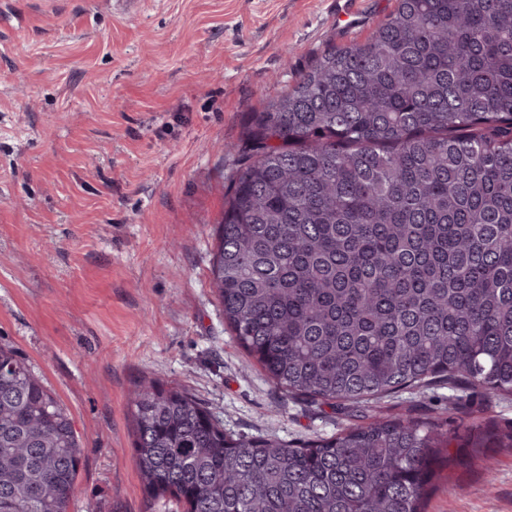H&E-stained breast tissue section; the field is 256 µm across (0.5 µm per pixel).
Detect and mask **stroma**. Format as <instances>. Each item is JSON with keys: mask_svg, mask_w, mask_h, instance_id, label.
Returning a JSON list of instances; mask_svg holds the SVG:
<instances>
[{"mask_svg": "<svg viewBox=\"0 0 512 512\" xmlns=\"http://www.w3.org/2000/svg\"><path fill=\"white\" fill-rule=\"evenodd\" d=\"M394 0H0V343L70 414L69 512H177L147 500L126 410L144 380L186 389L227 432L301 443L350 418L285 396L224 330L215 234L248 113L329 46L367 40ZM437 382L380 417L512 424V396ZM429 512H512V452L460 451Z\"/></svg>", "mask_w": 512, "mask_h": 512, "instance_id": "1", "label": "stroma"}]
</instances>
